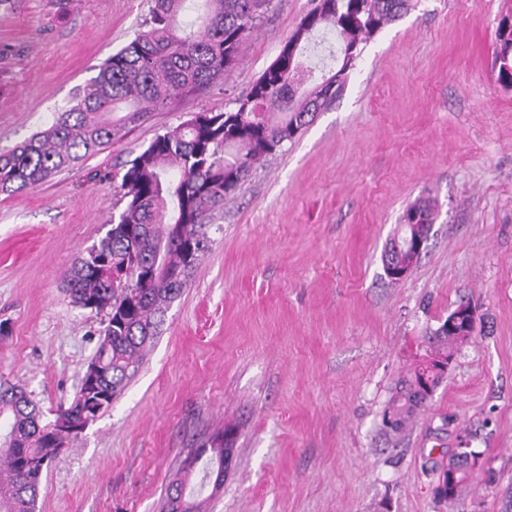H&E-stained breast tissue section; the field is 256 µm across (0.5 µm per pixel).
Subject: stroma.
Returning <instances> with one entry per match:
<instances>
[{"mask_svg":"<svg viewBox=\"0 0 512 512\" xmlns=\"http://www.w3.org/2000/svg\"><path fill=\"white\" fill-rule=\"evenodd\" d=\"M152 0H0V150L73 104L144 30ZM311 0H272L237 66L100 153L0 194V379L50 412L77 393L102 328L61 281L105 236L114 173L190 115L232 109ZM512 0H412L335 100L254 170L125 392L44 473L39 512H161L183 459L225 426L235 454L206 512H512V89L492 68ZM435 204L399 282L382 254L407 206ZM481 317L400 434L383 412L460 300ZM478 463L453 503L435 488Z\"/></svg>","mask_w":512,"mask_h":512,"instance_id":"obj_1","label":"stroma"}]
</instances>
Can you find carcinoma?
<instances>
[{"instance_id":"1","label":"carcinoma","mask_w":512,"mask_h":512,"mask_svg":"<svg viewBox=\"0 0 512 512\" xmlns=\"http://www.w3.org/2000/svg\"><path fill=\"white\" fill-rule=\"evenodd\" d=\"M187 0H153L146 29L105 60L76 93V104L46 128L0 152V192H18L94 155L147 114L205 94L239 60L246 36L271 0H202L204 13L185 24ZM275 62L229 111L192 115L156 138L123 166L118 202L124 206L101 240L78 253L62 290L72 306L102 315V340L74 400L51 420L26 392L0 381V512H36L41 477L68 443L55 430L61 418L93 422L138 372L160 333L165 308L180 297L208 250L207 224L254 169L296 138L331 102L356 66L363 45L398 20L409 0H313ZM329 31L343 49L334 73L315 82L307 54L316 33ZM497 81L512 88V11L497 26ZM430 201L409 205L382 262L412 266L418 256L397 247L428 236ZM429 348L453 357L456 340L435 330ZM444 373L413 366L388 411L400 431L417 416ZM198 464L179 469L164 501L185 496L201 512L207 477L220 469L224 435L194 450Z\"/></svg>"}]
</instances>
